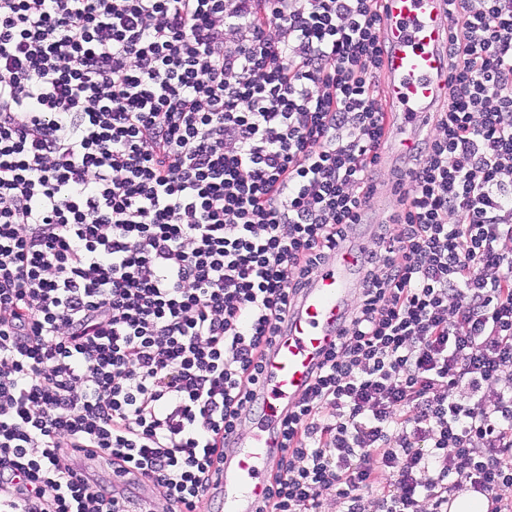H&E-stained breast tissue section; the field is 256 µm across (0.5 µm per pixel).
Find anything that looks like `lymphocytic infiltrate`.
I'll list each match as a JSON object with an SVG mask.
<instances>
[{
    "label": "lymphocytic infiltrate",
    "instance_id": "lymphocytic-infiltrate-1",
    "mask_svg": "<svg viewBox=\"0 0 512 512\" xmlns=\"http://www.w3.org/2000/svg\"><path fill=\"white\" fill-rule=\"evenodd\" d=\"M447 3L448 98L386 171L380 0H0V512H209L362 232L257 512H512V0Z\"/></svg>",
    "mask_w": 512,
    "mask_h": 512
}]
</instances>
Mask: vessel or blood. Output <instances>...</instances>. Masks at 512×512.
<instances>
[{
	"label": "vessel or blood",
	"mask_w": 512,
	"mask_h": 512,
	"mask_svg": "<svg viewBox=\"0 0 512 512\" xmlns=\"http://www.w3.org/2000/svg\"><path fill=\"white\" fill-rule=\"evenodd\" d=\"M382 36L390 51L384 60L386 100L397 114L391 148L410 149L428 126L447 92L445 46L449 30L443 0H381ZM356 289L354 258L337 252L319 268L297 309L265 361L263 398L252 438L226 448L218 478L224 512H253L268 493L270 468L281 456L280 421L311 382L318 363L336 341V329Z\"/></svg>",
	"instance_id": "obj_1"
}]
</instances>
